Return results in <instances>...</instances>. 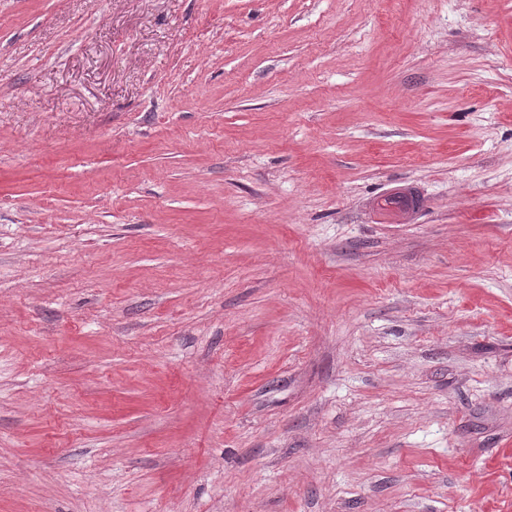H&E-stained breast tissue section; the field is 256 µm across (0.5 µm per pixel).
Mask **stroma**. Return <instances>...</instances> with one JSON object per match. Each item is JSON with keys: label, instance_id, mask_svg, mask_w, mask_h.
Returning a JSON list of instances; mask_svg holds the SVG:
<instances>
[{"label": "stroma", "instance_id": "35a3bbf8", "mask_svg": "<svg viewBox=\"0 0 512 512\" xmlns=\"http://www.w3.org/2000/svg\"><path fill=\"white\" fill-rule=\"evenodd\" d=\"M0 512H512V0H0Z\"/></svg>", "mask_w": 512, "mask_h": 512}]
</instances>
